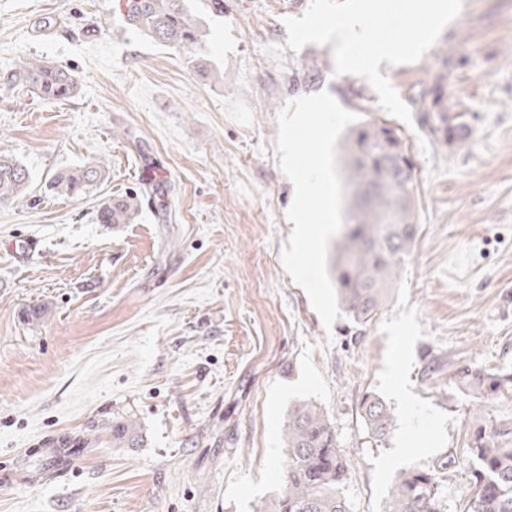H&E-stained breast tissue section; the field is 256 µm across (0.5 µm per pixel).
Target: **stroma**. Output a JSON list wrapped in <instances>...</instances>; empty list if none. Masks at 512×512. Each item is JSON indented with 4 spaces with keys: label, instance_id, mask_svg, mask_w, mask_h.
I'll return each mask as SVG.
<instances>
[{
    "label": "stroma",
    "instance_id": "35a3bbf8",
    "mask_svg": "<svg viewBox=\"0 0 512 512\" xmlns=\"http://www.w3.org/2000/svg\"><path fill=\"white\" fill-rule=\"evenodd\" d=\"M122 4L0 0V152L32 178L27 202L0 205V470L36 467L42 438L103 413L134 416L145 442L86 449L34 486L0 482V512H262L282 489L297 399L336 426L350 512H386L412 468L441 471L446 512H463L477 429L512 446V385L480 398L457 375L512 374V0H463L420 61L381 67L412 112L396 128L419 232L379 317L328 333L281 261L293 186L276 113L326 90L367 121L386 114L376 92L334 74L332 45L267 54L308 0H224L220 21L195 0L191 54L129 29ZM23 57L71 68L76 95L5 90ZM308 70L319 80L292 82ZM441 73L466 139L439 140L422 119ZM98 159L107 176L89 194L48 187ZM133 192L134 222H97L100 199ZM29 238L31 257L14 248ZM368 395L396 418L380 445Z\"/></svg>",
    "mask_w": 512,
    "mask_h": 512
}]
</instances>
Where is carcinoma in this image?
Wrapping results in <instances>:
<instances>
[{
  "instance_id": "obj_1",
  "label": "carcinoma",
  "mask_w": 512,
  "mask_h": 512,
  "mask_svg": "<svg viewBox=\"0 0 512 512\" xmlns=\"http://www.w3.org/2000/svg\"><path fill=\"white\" fill-rule=\"evenodd\" d=\"M190 0H124L123 20L152 42L185 52L199 42L198 22ZM444 75L436 77L424 122L431 133L448 141L468 131L465 113L450 112L443 92ZM24 85L47 101L75 95L78 82L72 69L47 61H22L9 88ZM341 173L347 195L341 237L336 242L332 273L338 304L351 323L365 326L386 304L399 279L417 233L419 214L414 191L415 168L401 134L380 118L348 129L341 145ZM105 163L92 161L54 175L55 193L78 198L105 177ZM29 171L13 156L0 154V204L27 199ZM139 212L138 198L110 197L98 204L100 224H128ZM458 377L480 394H491L512 382V375L466 365ZM362 418L370 438L385 440L394 416L385 402L368 395ZM285 454L283 489L261 512H350L343 490L349 461L339 448L336 428L327 412L312 401H298L288 409L283 427ZM143 433L130 416H107L84 431L62 440L75 454L78 448L108 445L139 448ZM470 454L475 461L463 512H512V447L496 435L479 431ZM444 482L433 469L400 472L393 484L386 512H443Z\"/></svg>"
}]
</instances>
